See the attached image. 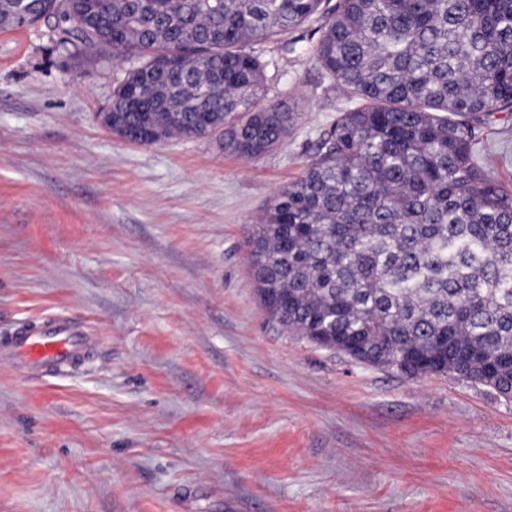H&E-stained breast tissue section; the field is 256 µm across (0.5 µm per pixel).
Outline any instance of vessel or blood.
Masks as SVG:
<instances>
[{
    "instance_id": "obj_1",
    "label": "vessel or blood",
    "mask_w": 512,
    "mask_h": 512,
    "mask_svg": "<svg viewBox=\"0 0 512 512\" xmlns=\"http://www.w3.org/2000/svg\"><path fill=\"white\" fill-rule=\"evenodd\" d=\"M98 339L79 321L66 316L35 317L0 336V363L18 376H58L73 372L93 353Z\"/></svg>"
}]
</instances>
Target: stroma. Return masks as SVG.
Returning <instances> with one entry per match:
<instances>
[{
  "label": "stroma",
  "instance_id": "stroma-1",
  "mask_svg": "<svg viewBox=\"0 0 512 512\" xmlns=\"http://www.w3.org/2000/svg\"><path fill=\"white\" fill-rule=\"evenodd\" d=\"M261 101H296L278 147L132 145L105 130L122 63L0 30V333L64 312L102 348L25 380L0 364V512H512V402L410 379L289 335L243 239L347 101L279 43ZM480 160L512 183V113Z\"/></svg>",
  "mask_w": 512,
  "mask_h": 512
}]
</instances>
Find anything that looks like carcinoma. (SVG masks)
Segmentation results:
<instances>
[{
	"label": "carcinoma",
	"mask_w": 512,
	"mask_h": 512,
	"mask_svg": "<svg viewBox=\"0 0 512 512\" xmlns=\"http://www.w3.org/2000/svg\"><path fill=\"white\" fill-rule=\"evenodd\" d=\"M54 19L59 52L129 64L112 132L144 145L218 135L257 159L293 124L261 104L246 45L321 22L314 61L350 106L245 237L265 312L322 348L452 375L512 402V185L477 158L485 118L512 112V0H0Z\"/></svg>",
	"instance_id": "1"
}]
</instances>
